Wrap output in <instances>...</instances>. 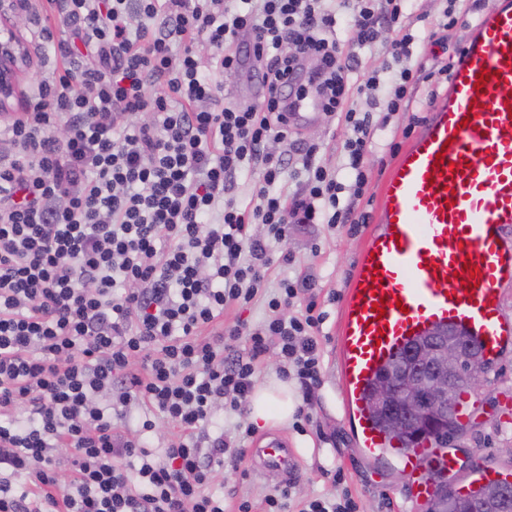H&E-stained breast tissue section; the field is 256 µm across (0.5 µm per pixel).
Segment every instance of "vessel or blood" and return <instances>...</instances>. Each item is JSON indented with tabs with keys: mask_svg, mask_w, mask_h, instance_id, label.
Listing matches in <instances>:
<instances>
[{
	"mask_svg": "<svg viewBox=\"0 0 512 512\" xmlns=\"http://www.w3.org/2000/svg\"><path fill=\"white\" fill-rule=\"evenodd\" d=\"M289 128L323 117L311 92L286 100ZM346 290L338 338L345 402L356 441L370 460H398L412 495L425 502L431 473L452 464L424 441L405 448L377 427L366 390L380 369L416 337L440 325L465 330L495 361L512 346L500 288L512 281V0H493L472 26L448 86L423 129L398 154L382 189ZM262 467L288 473L293 454L272 436L252 450Z\"/></svg>",
	"mask_w": 512,
	"mask_h": 512,
	"instance_id": "1",
	"label": "vessel or blood"
}]
</instances>
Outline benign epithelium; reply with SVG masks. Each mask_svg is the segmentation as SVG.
I'll list each match as a JSON object with an SVG mask.
<instances>
[{"instance_id": "benign-epithelium-1", "label": "benign epithelium", "mask_w": 512, "mask_h": 512, "mask_svg": "<svg viewBox=\"0 0 512 512\" xmlns=\"http://www.w3.org/2000/svg\"><path fill=\"white\" fill-rule=\"evenodd\" d=\"M15 18V0H0L1 115L12 109L20 77L30 66ZM477 347L475 342L466 343L450 334L407 350L405 362L383 378L374 398L375 409L399 413L415 425L444 414L456 377L464 376L473 387L485 372L486 360Z\"/></svg>"}]
</instances>
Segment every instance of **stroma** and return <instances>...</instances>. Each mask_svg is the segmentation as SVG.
Wrapping results in <instances>:
<instances>
[{"label":"stroma","instance_id":"35a3bbf8","mask_svg":"<svg viewBox=\"0 0 512 512\" xmlns=\"http://www.w3.org/2000/svg\"><path fill=\"white\" fill-rule=\"evenodd\" d=\"M492 0H456L459 17L456 25H440L446 0H414L420 20L415 26L418 39L414 58L426 71L437 70L455 60L464 47L470 25L490 7ZM18 26L26 39L32 68L23 81L24 91L60 69L62 60L56 41L45 40V19L38 0H27L19 12ZM430 83L419 86L407 111L387 116L374 112L375 135L365 166L368 184L358 208L369 221L358 229L326 224H299L285 244L295 262L290 268L273 267L269 286H276L283 276L312 277L316 301L327 318L318 335L321 354L322 385L309 395L303 406L308 420L290 417L287 424L274 426V433L284 435L295 456L290 484L260 472L250 458L235 463L225 461L215 482L224 495V512H237L240 501L253 505V512H264V499L278 488L288 487L291 504H298L324 493L349 492L358 512H425L424 503L413 501L409 484L399 466L392 461L372 462L357 445L344 407L339 374L337 339L344 296L355 262L376 220L382 202V184L398 150L417 136L421 116L428 108ZM345 128L341 118H323L302 133L305 141L318 146L317 161L342 167L341 149ZM512 347L495 360L474 391V405L469 425L448 441L447 452L455 460L448 476L456 485H469L478 471L512 473Z\"/></svg>","mask_w":512,"mask_h":512}]
</instances>
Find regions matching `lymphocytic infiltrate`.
I'll use <instances>...</instances> for the list:
<instances>
[{
    "instance_id": "1",
    "label": "lymphocytic infiltrate",
    "mask_w": 512,
    "mask_h": 512,
    "mask_svg": "<svg viewBox=\"0 0 512 512\" xmlns=\"http://www.w3.org/2000/svg\"><path fill=\"white\" fill-rule=\"evenodd\" d=\"M408 2L41 0L64 65L0 130V512H224L216 475L245 451L202 441V425L220 405L244 411L272 346L281 378L320 386L312 332L326 314L311 301L278 316L310 289L284 277L261 328L214 324L292 265L270 244L295 225L365 223L374 128L356 101L407 108L419 81ZM358 47L383 48V68L361 67ZM78 56L93 65L72 67ZM246 66L265 95L225 100L213 71ZM311 84L346 127L350 183L306 141L266 150L289 134L281 97ZM250 165L242 206L227 191ZM300 170L304 199L283 188ZM134 406L148 412L140 432L163 422L177 441L156 453L129 439Z\"/></svg>"
}]
</instances>
